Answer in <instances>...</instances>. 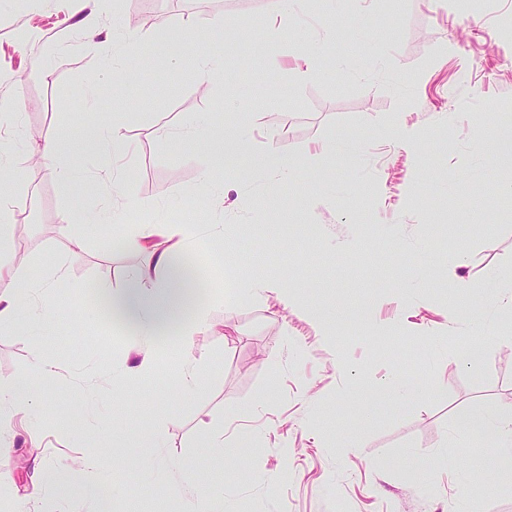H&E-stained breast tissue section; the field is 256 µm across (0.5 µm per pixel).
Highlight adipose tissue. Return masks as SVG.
Returning <instances> with one entry per match:
<instances>
[{
	"instance_id": "1",
	"label": "adipose tissue",
	"mask_w": 512,
	"mask_h": 512,
	"mask_svg": "<svg viewBox=\"0 0 512 512\" xmlns=\"http://www.w3.org/2000/svg\"><path fill=\"white\" fill-rule=\"evenodd\" d=\"M21 182L18 168L12 166L8 156H0V270H7L18 293H0V331L14 327L17 310L23 304V292H36L37 304L32 305L34 320L51 316V290L54 280L33 281L24 261L15 256L14 247L6 246V231L12 223V205L15 192ZM128 247L148 253V261L130 270L128 286L117 292L109 287L98 290L99 306L111 319L134 325L139 336L132 347L134 360L125 376L132 379L149 375L153 370V355L149 349L151 337L176 326L180 343L178 360V386L186 392L196 393L201 388V376L193 357L194 339L207 324L202 309H195L192 316H185V302L191 291L187 283V267L184 261L186 244L179 238L175 224H142L125 235ZM159 285L145 290L151 280ZM457 429L461 435L478 437L490 442L493 452L487 462L490 469L501 477L512 480V404H506L490 412H470L459 416Z\"/></svg>"
}]
</instances>
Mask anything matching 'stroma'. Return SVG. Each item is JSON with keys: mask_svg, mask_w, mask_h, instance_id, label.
I'll use <instances>...</instances> for the list:
<instances>
[{"mask_svg": "<svg viewBox=\"0 0 512 512\" xmlns=\"http://www.w3.org/2000/svg\"><path fill=\"white\" fill-rule=\"evenodd\" d=\"M266 0H0V138L23 172L13 204L24 220L32 279L62 270L54 314L31 337L27 308L0 332V379L24 381L40 403L0 412L13 448L0 479V512L28 497L30 512H90L88 474L74 461L114 451L112 512H177L189 490L222 477L228 512H512V488L480 472L490 449L456 434L457 418L512 402V308L486 309L485 291L512 272V167L491 157L512 117V0H293L287 30L264 27ZM102 32L86 42L84 24ZM192 23L221 47L224 71L199 84L187 52L166 38ZM135 32L129 79L112 75L110 32ZM98 76L95 111L81 96ZM402 116L414 137L389 140ZM121 117L130 148L123 201L129 224H186L190 258L205 279L207 325L194 354L203 391L179 395L170 354L155 339L157 371L114 385L132 358L126 328L93 312V292L118 290L146 262L100 226L102 173L63 183L30 161L51 130L82 148L87 128ZM248 125L243 150L213 154L182 130ZM358 139L360 160L336 152ZM280 144L294 171L270 177ZM224 172V203L202 182ZM81 211V248L62 228ZM464 261L463 287L443 275L407 284L429 259ZM287 286L302 311L247 284ZM466 305L482 321L449 322ZM91 309L77 319V306ZM483 345L471 371L462 351ZM47 354L53 380L34 378ZM418 381L402 404L377 397L391 377ZM155 433L142 446L135 431ZM223 435L224 459L207 454ZM288 452H281L280 443ZM50 478L29 487L33 466ZM195 472L197 485L187 474ZM468 497L457 498L460 481Z\"/></svg>", "mask_w": 512, "mask_h": 512, "instance_id": "1", "label": "stroma"}]
</instances>
